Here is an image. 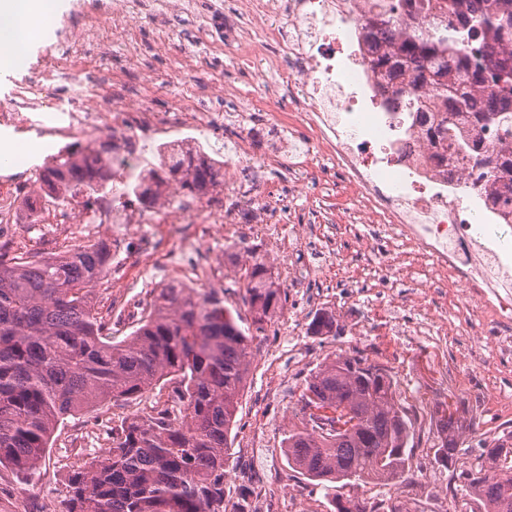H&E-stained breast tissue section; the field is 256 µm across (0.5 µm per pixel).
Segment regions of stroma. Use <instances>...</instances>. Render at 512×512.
Masks as SVG:
<instances>
[{"instance_id":"obj_1","label":"stroma","mask_w":512,"mask_h":512,"mask_svg":"<svg viewBox=\"0 0 512 512\" xmlns=\"http://www.w3.org/2000/svg\"><path fill=\"white\" fill-rule=\"evenodd\" d=\"M234 12L236 0H199L197 15L169 16L164 26L145 22L129 34L113 37L111 47L90 43L85 48L88 70L107 74L135 89L153 80L155 90L147 105L167 111L179 87L168 85L170 59L180 52L188 57L186 83L205 78L230 82L245 89L249 100L263 96L264 73L233 57L200 45L201 18L213 6ZM208 111L222 124L220 133L178 131V138L203 146L213 158L223 159L233 150L236 133L230 121L239 111L238 101L217 96L208 100ZM264 180L271 202L293 201L312 210L328 202L325 184H313L307 196L294 198L287 167L268 171ZM63 230L55 225L25 224L9 242L11 255L44 256L67 250ZM317 236L331 254L312 290L322 291L316 307L305 296L290 294L284 307L268 323L266 333L250 349L247 386L240 400L237 427L233 428L231 457L225 478L231 501L247 500L250 512L260 503L254 492L264 486L267 499L278 512H331L323 489L315 487L288 465L280 446L284 432L293 426L295 411L306 378L327 355L353 350L392 372L397 392L410 409L413 435L412 467L402 484H367L360 496H394L416 501L426 512H461L463 497L459 470L477 464L478 438H493L512 421V353L497 347L496 324L480 320L465 332L456 331V291L427 288L428 270L409 245L384 248L372 227L360 224H321ZM390 259V282L377 284L373 268ZM137 280L130 285L104 281L94 290L96 308L110 319L115 341L133 330L134 322L118 315L112 301L123 296L146 310L156 288L168 278L146 259H139ZM332 312L341 328L338 336H315L309 324L316 310ZM171 386L115 405L104 404L66 417L55 432L45 461L31 475L0 466V512H63L68 472L88 463L94 449L103 447L120 420L149 413ZM453 404L465 431L459 441L455 470L438 467L430 449L439 429L435 407Z\"/></svg>"}]
</instances>
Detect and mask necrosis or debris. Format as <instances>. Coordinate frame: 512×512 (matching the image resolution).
I'll return each instance as SVG.
<instances>
[{
    "instance_id": "necrosis-or-debris-1",
    "label": "necrosis or debris",
    "mask_w": 512,
    "mask_h": 512,
    "mask_svg": "<svg viewBox=\"0 0 512 512\" xmlns=\"http://www.w3.org/2000/svg\"><path fill=\"white\" fill-rule=\"evenodd\" d=\"M375 0H240L234 16L223 19L218 47L234 54L261 48L264 69L271 74L264 102L281 104L277 123L300 135V143L281 155L255 153L252 135L260 104L236 113L240 137L224 159V185L232 174L263 175L287 162L295 180L338 176L353 202L352 224H374L386 240L415 244L438 281L456 288V307L463 320L474 312L471 298L483 299L481 317L512 324V215L496 200L500 174L492 168L463 164L447 153L428 130L443 106L429 98L407 76L395 77L375 67L389 54V39L370 34L368 19ZM79 42L51 54L42 70L46 79L21 86L16 111L0 113V129L23 140L30 130L46 137L67 138L92 131L111 137L112 171L118 182L141 173V136L173 127L211 129L217 124L204 101L210 86L199 82L171 102L169 111L153 112L143 94L123 93L107 78L82 80ZM69 85L80 105L36 120L32 107L49 103L50 91ZM123 94L129 118L82 109V102ZM169 223L189 226L192 242L206 243L212 230L230 234L265 232L262 224H240L235 216L211 209L210 196L177 205L165 191ZM59 222L75 226L82 239L94 240L101 229L123 231L141 223L140 214L124 204L120 192L99 197L92 221L77 222L75 208L63 206Z\"/></svg>"
}]
</instances>
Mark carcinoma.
<instances>
[{
	"label": "carcinoma",
	"mask_w": 512,
	"mask_h": 512,
	"mask_svg": "<svg viewBox=\"0 0 512 512\" xmlns=\"http://www.w3.org/2000/svg\"><path fill=\"white\" fill-rule=\"evenodd\" d=\"M369 27L386 31L406 17L417 31L378 66L404 72L428 87L456 119L496 127L512 136V60L495 52L512 42V0L464 16L463 0H377ZM112 149L91 139L69 146L40 170L43 192L92 197L112 183ZM159 165L126 185L144 206L163 189L205 195L220 183V161L201 147L158 151ZM508 181L502 204L512 203V156L480 157ZM231 284L197 293L170 283L154 292L149 309L124 340L112 342L109 322L95 309L93 289L110 274L103 242L26 261L0 246V466L35 471L52 434L68 416L106 402L137 399L166 379L174 395L144 416L112 428L109 447L69 471L65 512H246L229 506L224 480L239 400L249 371V350L287 301L265 258L246 243L227 254ZM244 291L252 326L224 306L232 288ZM314 336H336L328 311L316 313ZM346 405L358 415L355 430H324L309 421L281 441L288 465L332 492L333 512H411L404 502L362 498L363 484L396 486L405 472L412 429L388 370L359 351L327 356L306 379L300 402ZM457 421L441 416L435 463L457 460ZM481 461L461 473L478 512H512V431L481 441Z\"/></svg>",
	"instance_id": "obj_1"
}]
</instances>
